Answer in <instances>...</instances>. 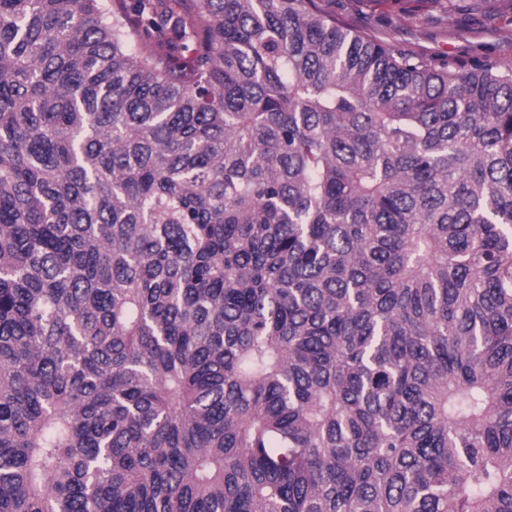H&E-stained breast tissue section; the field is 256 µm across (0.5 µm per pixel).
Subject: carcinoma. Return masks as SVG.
I'll return each instance as SVG.
<instances>
[{
    "label": "carcinoma",
    "mask_w": 512,
    "mask_h": 512,
    "mask_svg": "<svg viewBox=\"0 0 512 512\" xmlns=\"http://www.w3.org/2000/svg\"><path fill=\"white\" fill-rule=\"evenodd\" d=\"M175 2L0 0V512H512V66Z\"/></svg>",
    "instance_id": "carcinoma-1"
}]
</instances>
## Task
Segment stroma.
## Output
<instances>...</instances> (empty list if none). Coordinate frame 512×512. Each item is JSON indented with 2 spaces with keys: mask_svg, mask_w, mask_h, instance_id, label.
Listing matches in <instances>:
<instances>
[{
  "mask_svg": "<svg viewBox=\"0 0 512 512\" xmlns=\"http://www.w3.org/2000/svg\"><path fill=\"white\" fill-rule=\"evenodd\" d=\"M321 8L375 41L420 57L512 63V28L489 0H459L452 12L418 0H318Z\"/></svg>",
  "mask_w": 512,
  "mask_h": 512,
  "instance_id": "1",
  "label": "stroma"
}]
</instances>
